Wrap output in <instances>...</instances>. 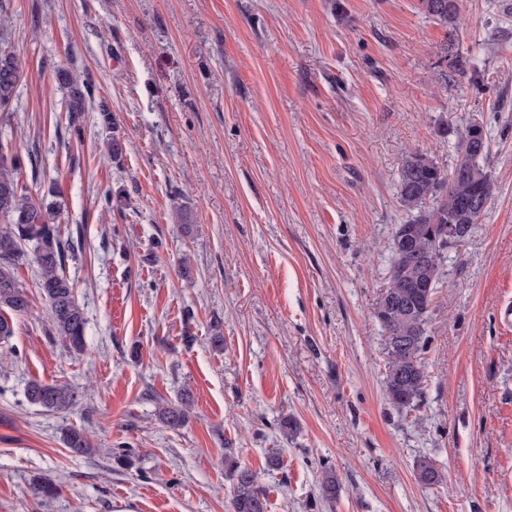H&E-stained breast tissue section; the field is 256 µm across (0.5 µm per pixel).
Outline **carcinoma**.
<instances>
[{"label":"carcinoma","mask_w":512,"mask_h":512,"mask_svg":"<svg viewBox=\"0 0 512 512\" xmlns=\"http://www.w3.org/2000/svg\"><path fill=\"white\" fill-rule=\"evenodd\" d=\"M422 8L453 34L459 15V0H421ZM23 70L12 53H0V112L9 111ZM66 89L65 112L74 131L80 130L89 83L68 73L61 74ZM489 152L482 123L471 120L458 139V159L449 172L423 153L409 154L399 179L400 201L408 210L417 211L404 224H398L391 240L388 284L379 295L374 316L382 326L385 354V396L400 411L411 410L422 400L427 374L423 355L427 349L428 323L437 288L442 280L441 259L449 248L442 228L446 224L465 225L470 234L486 211L484 204L495 193L491 175L479 164ZM23 160L17 147L0 144V342L14 335L12 316L29 311L30 302L20 282L16 265L23 246L33 245L40 270L38 288L48 304L55 334L75 352L85 349L87 319L75 297L74 286L66 275V262L75 255V244L62 237L58 227L61 203L35 201L19 183ZM432 205L424 207L426 201ZM412 238L421 251H427L438 272L432 282L422 279L412 268L415 253L407 248L404 237ZM27 401L47 411H66L77 402L75 389L67 383L30 381L25 390ZM192 401L186 394L176 403L158 409L159 421L169 429H180L187 422ZM66 448L77 455L94 453L82 430L69 429L64 435ZM225 464L233 481L229 507L231 512H269L267 492L260 487L258 475L225 455ZM416 478L428 488L447 481L444 472L432 461L422 459L415 467ZM320 498H336V476L324 471Z\"/></svg>","instance_id":"carcinoma-1"}]
</instances>
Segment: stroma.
Masks as SVG:
<instances>
[{
  "label": "stroma",
  "instance_id": "obj_1",
  "mask_svg": "<svg viewBox=\"0 0 512 512\" xmlns=\"http://www.w3.org/2000/svg\"><path fill=\"white\" fill-rule=\"evenodd\" d=\"M6 4L0 49L24 76L0 142L19 147L28 195L64 202L88 325L85 353H69L25 246L31 307L0 343V512H229L228 452L270 512H512V0H460L453 36L419 0ZM456 53L475 70L456 73ZM64 71L92 90L77 134ZM473 118L497 192L443 254L427 387L407 413L385 398L373 316L409 218L400 171L413 151L451 170ZM108 192L127 205L106 208ZM33 379L69 383L77 405H31ZM186 389L189 422L164 427L159 405ZM72 427L93 455L65 447ZM120 448L132 467L114 463ZM422 457L445 485L418 482ZM44 479L57 487L45 506Z\"/></svg>",
  "mask_w": 512,
  "mask_h": 512
}]
</instances>
